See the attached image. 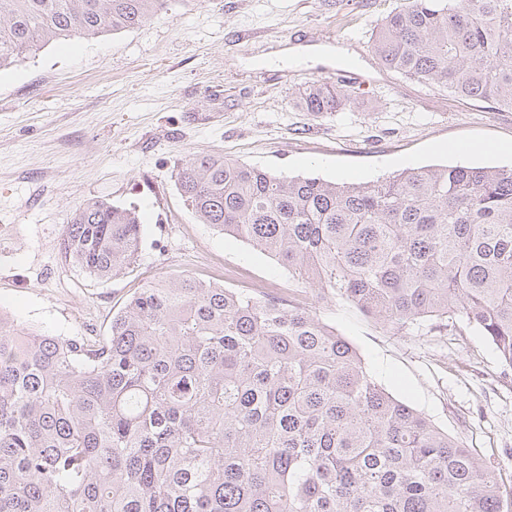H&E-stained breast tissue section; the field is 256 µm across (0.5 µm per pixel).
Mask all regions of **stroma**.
<instances>
[{
    "label": "stroma",
    "mask_w": 512,
    "mask_h": 512,
    "mask_svg": "<svg viewBox=\"0 0 512 512\" xmlns=\"http://www.w3.org/2000/svg\"><path fill=\"white\" fill-rule=\"evenodd\" d=\"M403 0H170L141 27L59 37L0 68V311L40 333L95 341L147 282L192 276L265 296H295L358 350L397 399L490 459L512 486V370L465 323L398 331L323 294L276 260L200 223L175 173L225 158L290 175L367 182L434 164L512 163V110L457 99L385 69L372 21ZM342 46L365 65L351 112L314 117L298 103L336 63L271 67L296 46ZM494 141L504 153L462 155ZM100 198L135 206L142 247L105 282L58 253L75 208Z\"/></svg>",
    "instance_id": "obj_1"
}]
</instances>
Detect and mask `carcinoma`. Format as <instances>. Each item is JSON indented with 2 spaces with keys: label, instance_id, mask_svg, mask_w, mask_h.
I'll use <instances>...</instances> for the list:
<instances>
[{
  "label": "carcinoma",
  "instance_id": "obj_1",
  "mask_svg": "<svg viewBox=\"0 0 512 512\" xmlns=\"http://www.w3.org/2000/svg\"><path fill=\"white\" fill-rule=\"evenodd\" d=\"M167 6L0 0V68ZM370 43L408 79L512 110V0H407ZM299 104L320 117L356 95L314 80ZM176 181L201 223L297 277L399 330L462 318L512 369V165L336 183L217 155ZM141 245L136 208L90 199L59 255L108 280ZM0 512H512V490L315 311L182 277L141 288L96 345L0 315Z\"/></svg>",
  "mask_w": 512,
  "mask_h": 512
}]
</instances>
